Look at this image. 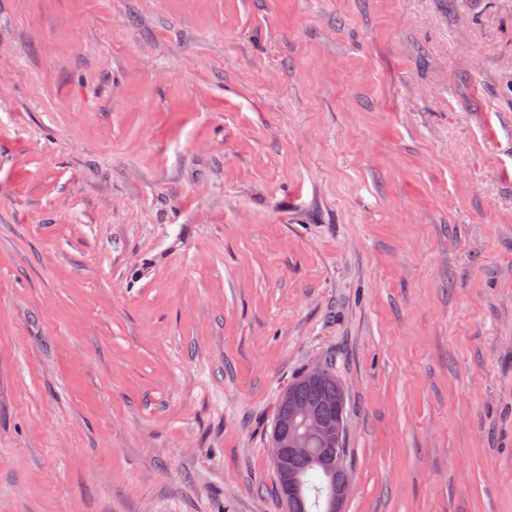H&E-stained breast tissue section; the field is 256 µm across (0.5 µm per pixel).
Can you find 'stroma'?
I'll return each mask as SVG.
<instances>
[{
  "mask_svg": "<svg viewBox=\"0 0 512 512\" xmlns=\"http://www.w3.org/2000/svg\"><path fill=\"white\" fill-rule=\"evenodd\" d=\"M512 512V0H0V512ZM336 405L341 412L342 433L339 442L329 445L318 435L317 428L336 421ZM304 409L313 410V417L305 419L301 412ZM346 419V397L344 389L336 378V373L330 368H317L305 372L295 378L283 392L275 417L271 445L279 436H286V440L294 442L296 447L281 448L279 445L271 448L272 455L278 461H285L286 466L281 468L275 461L278 485L281 498L284 500L288 512H328L333 481L336 472L330 466L327 452L324 448H339L341 463L347 467L346 448H344V431ZM320 434L333 440L334 424L320 428ZM348 468V467H347ZM292 477L298 485V491L290 497L288 492L293 490L294 482L288 481ZM285 488L284 498V485ZM293 486L292 488L289 487Z\"/></svg>",
  "mask_w": 512,
  "mask_h": 512,
  "instance_id": "1",
  "label": "stroma"
}]
</instances>
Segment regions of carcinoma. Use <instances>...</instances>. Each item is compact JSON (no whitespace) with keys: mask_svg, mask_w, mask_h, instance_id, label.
Masks as SVG:
<instances>
[{"mask_svg":"<svg viewBox=\"0 0 512 512\" xmlns=\"http://www.w3.org/2000/svg\"><path fill=\"white\" fill-rule=\"evenodd\" d=\"M346 419L344 389L329 368H317L295 378L283 392L271 440L284 435L299 451L288 456L286 466L276 467L279 491L288 478L298 485L288 498V512H327L336 472L330 466L325 443L317 428L336 421V412Z\"/></svg>","mask_w":512,"mask_h":512,"instance_id":"cac0c4a2","label":"carcinoma"}]
</instances>
